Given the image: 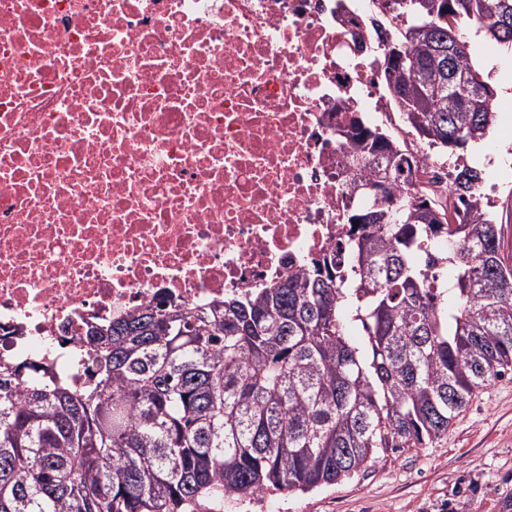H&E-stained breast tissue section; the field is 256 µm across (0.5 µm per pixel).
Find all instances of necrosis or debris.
Masks as SVG:
<instances>
[{
	"mask_svg": "<svg viewBox=\"0 0 512 512\" xmlns=\"http://www.w3.org/2000/svg\"><path fill=\"white\" fill-rule=\"evenodd\" d=\"M377 0H0V359L79 378L87 324L248 296L334 250ZM418 190L457 164L419 145Z\"/></svg>",
	"mask_w": 512,
	"mask_h": 512,
	"instance_id": "4bbe7bcc",
	"label": "necrosis or debris"
}]
</instances>
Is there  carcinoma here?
Wrapping results in <instances>:
<instances>
[{"label": "carcinoma", "mask_w": 512, "mask_h": 512, "mask_svg": "<svg viewBox=\"0 0 512 512\" xmlns=\"http://www.w3.org/2000/svg\"><path fill=\"white\" fill-rule=\"evenodd\" d=\"M409 30L425 10L394 0ZM404 68H380L408 134L456 154L488 136L496 90L464 29L497 33L512 0H432ZM346 193L369 201L348 243L248 297L157 305L85 331L74 382L38 359L0 361V512H224L266 493L309 492L379 452L448 433L512 373V266L481 201V170L448 202L399 199L419 161L383 130L350 125ZM448 236V255L413 251ZM451 268L431 285L438 262Z\"/></svg>", "instance_id": "obj_1"}]
</instances>
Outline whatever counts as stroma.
Returning a JSON list of instances; mask_svg holds the SVG:
<instances>
[{
    "mask_svg": "<svg viewBox=\"0 0 512 512\" xmlns=\"http://www.w3.org/2000/svg\"><path fill=\"white\" fill-rule=\"evenodd\" d=\"M494 207L512 263V174ZM227 512H512V374L473 397L447 434L420 448L381 453L353 477L307 493L238 500Z\"/></svg>",
    "mask_w": 512,
    "mask_h": 512,
    "instance_id": "1",
    "label": "stroma"
}]
</instances>
